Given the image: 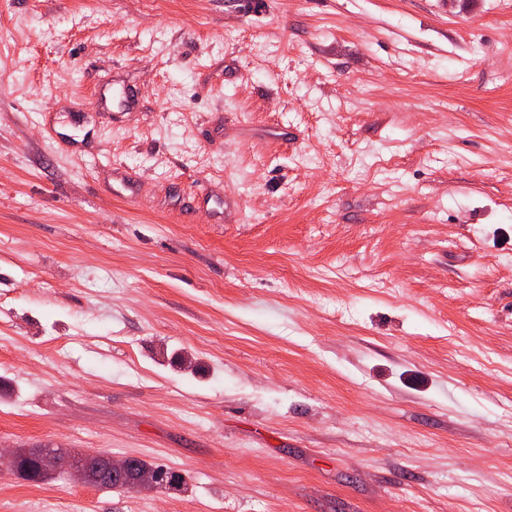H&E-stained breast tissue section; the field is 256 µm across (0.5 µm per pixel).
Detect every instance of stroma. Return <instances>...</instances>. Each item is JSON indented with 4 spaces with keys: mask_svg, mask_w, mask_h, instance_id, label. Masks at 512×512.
<instances>
[{
    "mask_svg": "<svg viewBox=\"0 0 512 512\" xmlns=\"http://www.w3.org/2000/svg\"><path fill=\"white\" fill-rule=\"evenodd\" d=\"M47 446L188 483L0 512H512V0H0V448Z\"/></svg>",
    "mask_w": 512,
    "mask_h": 512,
    "instance_id": "stroma-1",
    "label": "stroma"
}]
</instances>
